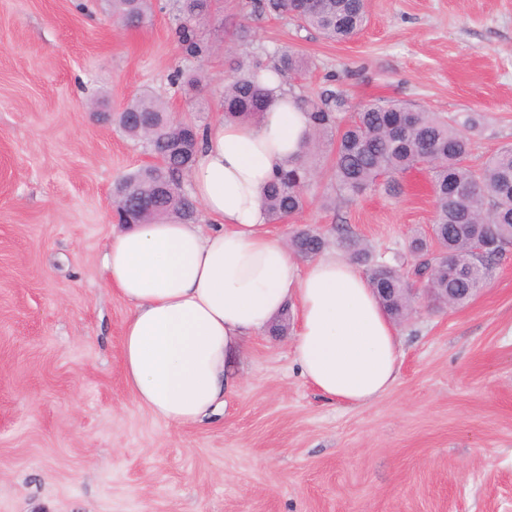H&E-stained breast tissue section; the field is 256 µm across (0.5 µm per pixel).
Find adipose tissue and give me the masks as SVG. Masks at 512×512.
Returning a JSON list of instances; mask_svg holds the SVG:
<instances>
[{
	"label": "adipose tissue",
	"instance_id": "1",
	"mask_svg": "<svg viewBox=\"0 0 512 512\" xmlns=\"http://www.w3.org/2000/svg\"><path fill=\"white\" fill-rule=\"evenodd\" d=\"M275 102L246 122L207 126L185 178L206 225L128 224L107 243L109 284L128 302L122 370L137 404L174 427L203 421L238 377L250 336L293 309V353L329 400L365 406L399 376V340L367 275L343 256L302 264L261 206L294 161L309 119L274 79Z\"/></svg>",
	"mask_w": 512,
	"mask_h": 512
}]
</instances>
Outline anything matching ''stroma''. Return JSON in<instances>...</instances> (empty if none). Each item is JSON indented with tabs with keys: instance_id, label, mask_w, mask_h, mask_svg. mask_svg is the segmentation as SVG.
Returning <instances> with one entry per match:
<instances>
[{
	"instance_id": "stroma-1",
	"label": "stroma",
	"mask_w": 512,
	"mask_h": 512,
	"mask_svg": "<svg viewBox=\"0 0 512 512\" xmlns=\"http://www.w3.org/2000/svg\"><path fill=\"white\" fill-rule=\"evenodd\" d=\"M176 27L175 0L136 27L110 0H0V512H512V249L465 306L417 301L398 327V379L372 405L326 399L290 336L266 331L219 417L174 430L133 401L129 306L103 265L116 184L153 157L100 117L148 92L212 124L239 61L290 50L308 68L283 83L305 96L481 113L477 166L512 145V0H368L345 42L258 0H213L196 58ZM331 165L323 152L304 210L273 231L332 239L344 224L411 273L408 243L432 229L426 170L347 200Z\"/></svg>"
}]
</instances>
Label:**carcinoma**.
Returning <instances> with one entry per match:
<instances>
[{
  "instance_id": "carcinoma-1",
  "label": "carcinoma",
  "mask_w": 512,
  "mask_h": 512,
  "mask_svg": "<svg viewBox=\"0 0 512 512\" xmlns=\"http://www.w3.org/2000/svg\"><path fill=\"white\" fill-rule=\"evenodd\" d=\"M177 3L178 40L184 53L199 56L205 48L196 38L195 26L208 16L210 0ZM151 7L152 0H112L113 16L129 26L140 24ZM263 8L278 15L290 14L299 27L315 29L336 42L352 38L366 22L362 0H264ZM307 67L303 57L285 52L273 73L301 74ZM265 71L257 61L237 65L224 82V118L253 119L266 111L273 91ZM298 101L308 112L311 137L301 160L279 172L264 191L262 207L268 222H284L303 210L316 174L313 159L326 148L335 153L334 188L350 198L379 187L388 192L398 190L387 177L417 167L428 152L432 155L428 172L435 204L433 241L412 240L409 254L417 260L414 274L436 297L442 289L450 290L454 307L469 301L486 285L499 255L512 247V147L497 150L476 175L467 161L471 134L482 125L483 116L477 112L445 117L395 101L368 103L352 112L340 91ZM146 119L154 127L149 138L142 128ZM115 121L129 137L147 140L149 150L161 160L122 178V185L134 196L147 199L144 207L130 203V218L139 224L197 221V206L177 185L195 161L201 125L190 118L173 121L166 104L146 94L131 99L115 113ZM458 186L469 188L462 200L454 195ZM337 232V245L365 268L386 314L396 322L408 319L416 295L407 277L396 266L378 261L348 228L340 225ZM327 243L326 235L311 226L298 229L289 240L303 258L321 253Z\"/></svg>"
}]
</instances>
